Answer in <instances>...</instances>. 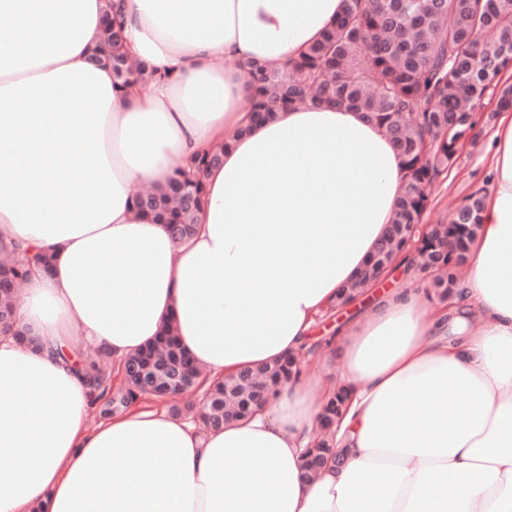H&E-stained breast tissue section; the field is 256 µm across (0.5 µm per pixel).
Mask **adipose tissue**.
I'll list each match as a JSON object with an SVG mask.
<instances>
[{
  "instance_id": "obj_1",
  "label": "adipose tissue",
  "mask_w": 512,
  "mask_h": 512,
  "mask_svg": "<svg viewBox=\"0 0 512 512\" xmlns=\"http://www.w3.org/2000/svg\"><path fill=\"white\" fill-rule=\"evenodd\" d=\"M121 2L132 57L171 73L147 91L114 90L89 60L106 0H0V243L53 254L14 301L39 348L0 337V512H512L508 111L448 301L420 284L382 293L343 330L337 381L299 376L223 428L136 405L90 425L81 350L120 361L169 324L224 377L306 349L391 224L404 175L359 112L247 121L234 61L285 67L342 0ZM219 145L195 232L175 244L134 198ZM338 384L345 462L303 480Z\"/></svg>"
}]
</instances>
